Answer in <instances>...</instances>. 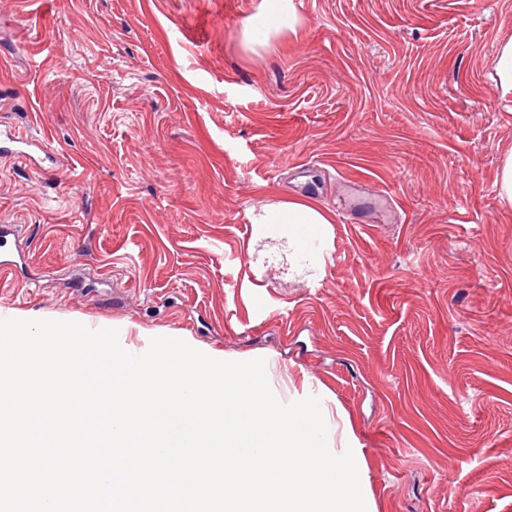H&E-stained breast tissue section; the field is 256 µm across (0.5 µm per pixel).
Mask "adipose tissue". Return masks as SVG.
I'll use <instances>...</instances> for the list:
<instances>
[{
	"instance_id": "1",
	"label": "adipose tissue",
	"mask_w": 512,
	"mask_h": 512,
	"mask_svg": "<svg viewBox=\"0 0 512 512\" xmlns=\"http://www.w3.org/2000/svg\"><path fill=\"white\" fill-rule=\"evenodd\" d=\"M300 26L293 0H262L258 13L249 19L243 36L247 45L266 47L271 39L297 36ZM254 221L277 225L279 237L285 238L293 257L297 258L309 255L313 240L324 237L331 214L317 202L291 198L262 206Z\"/></svg>"
}]
</instances>
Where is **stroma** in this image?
<instances>
[{"mask_svg":"<svg viewBox=\"0 0 512 512\" xmlns=\"http://www.w3.org/2000/svg\"><path fill=\"white\" fill-rule=\"evenodd\" d=\"M0 0V312L268 359L347 411L378 512H512V0ZM333 213L290 272L266 204ZM366 221H349L353 204ZM301 20L293 0H262L259 11L244 29L245 43L267 47L271 38L297 36ZM492 79L501 98H512V39L498 47ZM495 186L500 201L512 207V149L506 151L501 158ZM23 238L16 226L11 224L0 225V248H6L3 259L1 252V269L11 270L17 264L16 258L19 260L24 259L25 246Z\"/></svg>","mask_w":512,"mask_h":512,"instance_id":"obj_1","label":"stroma"}]
</instances>
